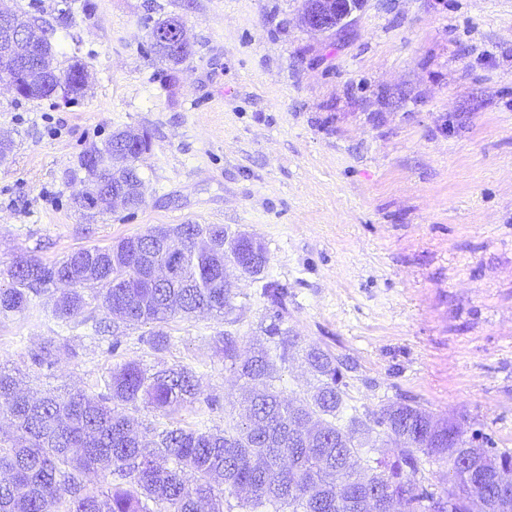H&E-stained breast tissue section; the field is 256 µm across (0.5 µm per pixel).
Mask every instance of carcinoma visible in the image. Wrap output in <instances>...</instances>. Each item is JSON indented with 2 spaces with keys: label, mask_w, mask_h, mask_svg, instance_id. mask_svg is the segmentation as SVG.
I'll use <instances>...</instances> for the list:
<instances>
[{
  "label": "carcinoma",
  "mask_w": 512,
  "mask_h": 512,
  "mask_svg": "<svg viewBox=\"0 0 512 512\" xmlns=\"http://www.w3.org/2000/svg\"><path fill=\"white\" fill-rule=\"evenodd\" d=\"M107 184L88 193L83 209L110 207ZM192 229L208 244H185L176 256L159 227L123 237L108 246L83 248L59 260L24 257L0 286V316L24 314L34 296L62 284L53 303L66 321L91 301L128 325L154 324L141 341L155 352L169 348L161 326L177 315L206 312L229 317L235 293L224 272L262 282L265 342L239 352L238 340L215 339L224 363L248 393L250 406L213 432L171 424L153 444L134 434V420L119 407L143 402L164 416L186 405L214 409L219 400L201 390L187 368L151 371L125 361L103 381L94 398L82 393H24L0 369V415L9 432L0 437V512H224L226 498L245 490L243 512H381L357 509L367 489L401 505L400 512H426V501L443 496L448 512H467L456 490L475 482L496 495L512 484V452L500 451L478 430L467 432L453 418L436 419L418 404L389 401L377 412L360 413L347 403L341 364L330 351L306 343L286 327L288 289L265 279L269 255L253 233L230 232L221 224H177L172 235ZM69 345L49 342L31 354L32 364L51 367ZM300 357L313 377L301 396L286 397L276 386L283 365ZM309 427L306 440L290 428ZM399 443L389 455L371 445L375 428ZM444 469L438 487L423 476L425 465ZM112 477L107 490L93 488L99 476Z\"/></svg>",
  "instance_id": "carcinoma-1"
}]
</instances>
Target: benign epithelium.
Instances as JSON below:
<instances>
[{
    "mask_svg": "<svg viewBox=\"0 0 512 512\" xmlns=\"http://www.w3.org/2000/svg\"><path fill=\"white\" fill-rule=\"evenodd\" d=\"M366 0H306L302 23L306 28L327 33L346 24V20L363 8ZM154 51H162L164 59L180 64L190 49L182 20L169 21L152 31ZM0 81L7 84L18 97L49 98L60 92L67 99L84 93L87 79L78 75L62 74L53 66V53L44 46L41 31L32 20L18 14L0 13ZM124 148L112 152V160L101 164L94 152L86 157L90 171V185L99 187L106 182H121V176L136 168V162L146 153L133 137L120 140ZM108 202L114 208L130 209L143 203L141 186L135 194L125 188L112 190ZM469 512H489L488 496L469 484L461 491Z\"/></svg>",
    "mask_w": 512,
    "mask_h": 512,
    "instance_id": "7a95c632",
    "label": "benign epithelium"
}]
</instances>
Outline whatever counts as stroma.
<instances>
[{
  "mask_svg": "<svg viewBox=\"0 0 512 512\" xmlns=\"http://www.w3.org/2000/svg\"><path fill=\"white\" fill-rule=\"evenodd\" d=\"M55 63L79 61L74 102L0 83V284L17 256L53 261L164 224H221L265 243L288 289L286 327L347 366L351 405L418 402L512 450V0H366L341 31L301 24L304 0H0L54 24ZM181 18V65L149 49ZM147 132L144 202L90 214L70 173L113 131ZM237 322L197 314L98 335L102 308L55 320L58 289L0 317V369L23 389L97 395L116 365L185 367L215 409L125 411L144 439L166 422L223 428L245 403L214 339L259 333L260 285L235 280ZM67 338L53 367L30 353ZM118 353H110L112 340Z\"/></svg>",
  "mask_w": 512,
  "mask_h": 512,
  "instance_id": "stroma-1",
  "label": "stroma"
}]
</instances>
